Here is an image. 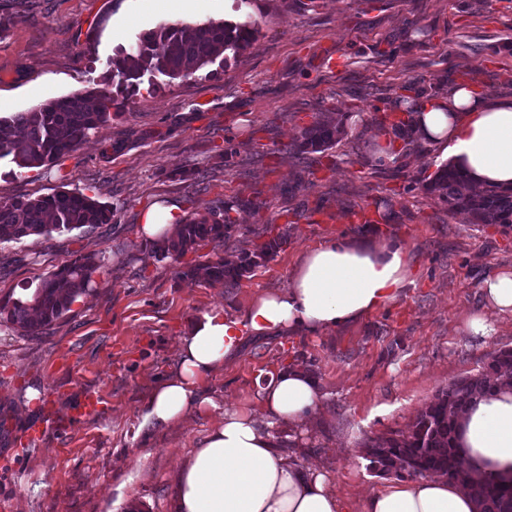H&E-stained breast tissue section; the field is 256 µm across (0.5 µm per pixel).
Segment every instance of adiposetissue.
Returning a JSON list of instances; mask_svg holds the SVG:
<instances>
[{
	"instance_id": "adipose-tissue-1",
	"label": "adipose tissue",
	"mask_w": 512,
	"mask_h": 512,
	"mask_svg": "<svg viewBox=\"0 0 512 512\" xmlns=\"http://www.w3.org/2000/svg\"><path fill=\"white\" fill-rule=\"evenodd\" d=\"M415 121L470 185L512 186V104L458 87L425 101ZM411 273L407 250L391 240L342 238L308 250L285 292L258 298L234 319L204 315L182 340L178 370L153 392L148 421L177 424L201 408L202 382L236 356L245 333L314 334L357 321L397 299ZM320 398L313 376L285 368L262 386L259 405L225 410L177 474L173 512H342L327 475L281 455L270 429L302 424ZM457 446L472 486L393 481L368 496L366 512H477L476 484L512 481V387L477 398L458 420Z\"/></svg>"
}]
</instances>
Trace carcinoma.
Listing matches in <instances>:
<instances>
[{"label": "carcinoma", "instance_id": "obj_1", "mask_svg": "<svg viewBox=\"0 0 512 512\" xmlns=\"http://www.w3.org/2000/svg\"><path fill=\"white\" fill-rule=\"evenodd\" d=\"M258 29L250 21L210 22L203 25L162 24L141 34L127 52L109 60L112 76L120 77L122 100L105 93L87 92L53 98L26 112L0 116V158L10 156L20 168L49 165L75 151L91 131L111 118V109L120 110L136 95L144 72L170 79L187 76L213 63L218 57L241 56L256 39ZM423 101L415 99L405 120L387 128L391 141L403 142L400 150H389L391 163L411 150L417 142L415 114ZM346 115L321 116L301 131L291 155L304 164L307 155L323 153L339 142ZM425 191L448 206V213L470 224H505L512 227V188L491 186L470 191L467 179L453 164L438 168L424 185ZM246 204L260 210L263 203L238 199L212 209L201 217L176 224L175 235L155 246L162 258L181 256L202 243L228 241L236 224L230 217L235 205ZM112 209L97 199L76 191H57L37 198H0V242L19 241L29 236L49 237L54 232L83 229L90 232L112 223ZM285 242L279 235L260 249L236 258L219 257L182 273L185 278L203 276L212 285L233 288L245 273L273 258ZM99 269L96 255H81L42 278L30 294L0 299V321L22 336H40L63 318L74 299L85 293L92 275ZM512 385V348L488 354L480 369L448 383L437 391L416 415L407 432L396 437H378L365 444L369 466L397 467L399 479L442 477L450 483L469 482V475L454 449L457 419L481 395L501 384ZM477 512H512V484L484 483L477 488Z\"/></svg>", "mask_w": 512, "mask_h": 512}]
</instances>
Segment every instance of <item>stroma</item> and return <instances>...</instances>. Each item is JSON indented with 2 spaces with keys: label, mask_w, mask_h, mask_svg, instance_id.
<instances>
[{
  "label": "stroma",
  "mask_w": 512,
  "mask_h": 512,
  "mask_svg": "<svg viewBox=\"0 0 512 512\" xmlns=\"http://www.w3.org/2000/svg\"><path fill=\"white\" fill-rule=\"evenodd\" d=\"M236 2L223 0L225 19L246 15L258 29L237 61L175 79L144 75L121 115L51 165L0 159L2 199L73 190L113 209L111 223L91 233L0 242V298L35 288L77 255L101 262L45 335L0 323V512H170L175 476L198 441L225 409L258 401L261 384L286 366L311 373L322 399L301 431L275 428L280 452L324 471L348 512H364L387 484L369 470L365 444L407 431L439 389L512 348V317L489 310L480 288L512 268V227L466 223L425 191L446 161L429 141L400 163H376L379 124L403 117L395 100L408 81L429 98L460 84L512 102V0ZM159 24L139 0H0V115L89 90L115 94L109 59ZM330 112L347 113L346 134L304 173L288 149ZM237 197L236 230L223 247L205 242L162 259L140 234L157 206L187 217ZM248 199L264 209L245 207ZM365 206L380 220L349 223ZM283 229L287 245L238 287L185 275L216 256L255 251ZM367 235L410 254L413 282L395 301L313 335L248 337L204 381L209 405L174 425L146 420L150 396L205 313L238 316L286 291L307 250ZM478 312L490 335L466 329ZM91 392L103 407L81 414ZM34 424L43 433L30 445Z\"/></svg>",
  "instance_id": "35a3bbf8"
}]
</instances>
